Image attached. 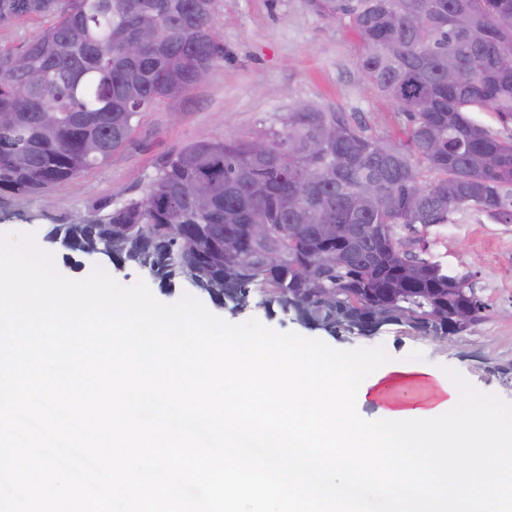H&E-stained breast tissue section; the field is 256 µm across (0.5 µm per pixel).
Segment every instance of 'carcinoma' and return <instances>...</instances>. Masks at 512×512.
<instances>
[{"label":"carcinoma","instance_id":"carcinoma-1","mask_svg":"<svg viewBox=\"0 0 512 512\" xmlns=\"http://www.w3.org/2000/svg\"><path fill=\"white\" fill-rule=\"evenodd\" d=\"M361 40L365 83L395 101L404 140L365 134L341 112L301 105L282 128L231 140L198 138L157 168L145 195L55 224L46 239L118 268H147L162 285L186 280L232 312L257 291L267 309L331 336L408 326L445 339L448 309L477 294L408 247L400 231L478 208L512 224V0H308ZM50 16L20 51L0 50V193L66 185L129 141L133 120L195 85L190 57L224 58L201 0H0V22ZM140 56L124 52L130 40ZM456 77L448 80V57ZM33 73L43 74L32 83ZM335 128L318 155L312 137ZM257 138L271 150L253 153ZM205 180L208 191L197 194ZM253 224L269 225L255 239ZM239 243L230 253L224 241Z\"/></svg>","mask_w":512,"mask_h":512}]
</instances>
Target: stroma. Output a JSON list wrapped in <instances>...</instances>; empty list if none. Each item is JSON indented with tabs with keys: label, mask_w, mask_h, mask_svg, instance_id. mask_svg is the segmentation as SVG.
<instances>
[{
	"label": "stroma",
	"mask_w": 512,
	"mask_h": 512,
	"mask_svg": "<svg viewBox=\"0 0 512 512\" xmlns=\"http://www.w3.org/2000/svg\"><path fill=\"white\" fill-rule=\"evenodd\" d=\"M212 25L224 57L204 84L141 113L125 148L79 173L63 190L1 194L0 233L34 234L57 270L80 280L93 268H111L109 260L71 253L47 242L46 232L107 203L140 198L159 164L200 134L220 140L255 133L278 125L281 116L305 103L343 112L367 133L399 140L405 119L391 98L364 85L356 66L361 44L346 23L320 17L307 0H217ZM405 237L424 239L426 259L469 278L485 304L481 320L446 339L406 326H387L372 336H329L282 312L268 313L257 296L241 312L216 304L210 310L231 323L255 318L339 350L380 346L398 363L437 372L452 368L479 391L512 403V224L494 223L469 208L451 223Z\"/></svg>",
	"instance_id": "1"
}]
</instances>
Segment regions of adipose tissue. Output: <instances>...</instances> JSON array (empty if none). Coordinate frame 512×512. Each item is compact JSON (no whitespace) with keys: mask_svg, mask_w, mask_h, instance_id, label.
<instances>
[{"mask_svg":"<svg viewBox=\"0 0 512 512\" xmlns=\"http://www.w3.org/2000/svg\"><path fill=\"white\" fill-rule=\"evenodd\" d=\"M450 398L436 376L416 370L389 371L365 395L367 403L387 412L428 411Z\"/></svg>","mask_w":512,"mask_h":512,"instance_id":"1","label":"adipose tissue"}]
</instances>
